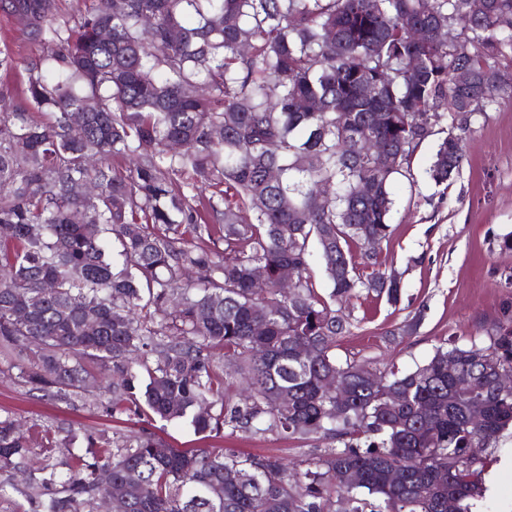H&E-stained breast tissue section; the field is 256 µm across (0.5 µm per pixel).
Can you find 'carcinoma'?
Returning a JSON list of instances; mask_svg holds the SVG:
<instances>
[{
  "instance_id": "obj_1",
  "label": "carcinoma",
  "mask_w": 512,
  "mask_h": 512,
  "mask_svg": "<svg viewBox=\"0 0 512 512\" xmlns=\"http://www.w3.org/2000/svg\"><path fill=\"white\" fill-rule=\"evenodd\" d=\"M11 8L51 46L34 61L0 57L1 70L27 72L29 105L0 115V344L36 348L25 383L70 401L87 391L92 362L107 371V418L132 403L209 437L229 428L334 446L291 477L276 457L182 450L147 430L103 448L85 432L42 449L67 454L66 470L34 469L6 414L0 498L16 491L29 512H92L98 497L137 485L128 512H448L450 498L468 512L486 450L512 427V391L497 386L512 372V325L483 345L450 342L412 370L391 368L376 389L335 349L352 327L341 304L363 290L393 305L402 296L377 255L363 250L360 270L351 253L391 236L394 175H411L417 148L461 115L465 95L512 99L497 62L512 49V0H489L477 17L468 0H97L75 32L55 23L52 0ZM411 22L424 30L418 42L404 31ZM440 29L470 51L455 53ZM459 69L474 78L465 90L452 80ZM366 81L376 96L362 95ZM32 106L51 119L31 120ZM75 112L87 115L80 136L70 133ZM373 141L383 152L368 153ZM462 162L450 134L426 173L444 184ZM87 181L96 194L82 193ZM319 184L329 188L321 204ZM258 264L269 280L261 295ZM284 266L297 272L292 296L278 282ZM45 281L56 285L50 297ZM215 344L247 385L239 399L216 381ZM330 374L350 398L324 389ZM474 399L485 405L479 424L468 416ZM78 438L84 455L72 451ZM228 470L240 480L225 482Z\"/></svg>"
}]
</instances>
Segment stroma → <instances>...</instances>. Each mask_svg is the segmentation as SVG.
Returning <instances> with one entry per match:
<instances>
[{
    "label": "stroma",
    "instance_id": "35a3bbf8",
    "mask_svg": "<svg viewBox=\"0 0 512 512\" xmlns=\"http://www.w3.org/2000/svg\"><path fill=\"white\" fill-rule=\"evenodd\" d=\"M47 51L9 0H0V52L23 62ZM461 137L464 160L448 185L435 184L426 174L438 142L434 136L416 150L412 178L395 177L393 234L380 244L378 255L383 270L400 274L402 299L392 305L363 292L348 302L353 327L338 343V359L377 372L392 366L407 370L438 346L452 340L483 343L495 324L512 320V251L500 247L503 236L512 232V101L480 106L468 116ZM415 317L420 323L413 335L391 337V330ZM17 363L14 351L0 347V414L13 413L38 464L44 461L40 448L48 429L58 438L69 429L93 432L110 443L134 440L148 430L179 449L273 455L292 474L305 471L329 446L325 440L276 433L237 431L206 438L186 421L160 422L142 413L109 419L100 410L108 400L103 391L69 402L54 400L26 385ZM486 465L483 476L494 489L472 499L471 512H512V434L488 449Z\"/></svg>",
    "mask_w": 512,
    "mask_h": 512
}]
</instances>
